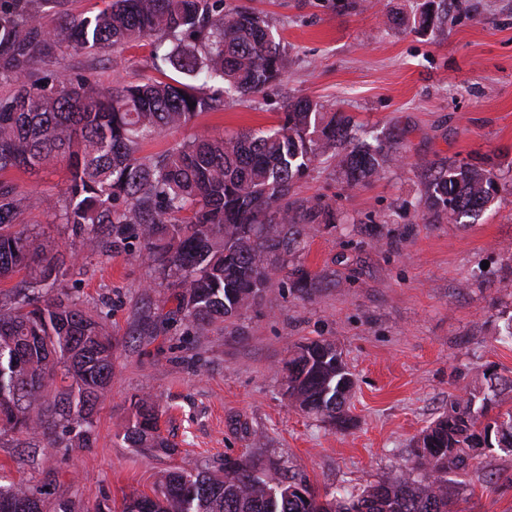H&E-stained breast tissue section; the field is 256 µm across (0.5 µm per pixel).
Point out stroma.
<instances>
[{
  "instance_id": "obj_1",
  "label": "stroma",
  "mask_w": 512,
  "mask_h": 512,
  "mask_svg": "<svg viewBox=\"0 0 512 512\" xmlns=\"http://www.w3.org/2000/svg\"><path fill=\"white\" fill-rule=\"evenodd\" d=\"M423 0H224L266 14L287 46L279 87L228 102L144 147L152 154L199 132L234 135L278 126L286 96L338 105L371 135L401 134L399 157L354 188L332 164L316 165L298 197L331 204L336 227L311 225L293 256L321 281L305 293L283 278L260 306L197 335L180 320L149 317L177 305L176 289L127 237L112 255L75 260L64 291L112 327V383L86 448L22 447L0 438V483L42 489L48 506L120 512L152 496L161 475L252 455L267 478L303 471L323 498L408 472L412 445L450 400L484 390V375L512 377V0H455L442 32L410 25ZM151 40L112 57L74 56L103 85L150 75ZM467 161L499 178L500 191L472 224H428L414 203L425 167ZM335 342L355 387L345 425L293 406L285 364L299 344ZM151 395L173 454L131 447L134 403ZM454 512H512V453L448 475Z\"/></svg>"
}]
</instances>
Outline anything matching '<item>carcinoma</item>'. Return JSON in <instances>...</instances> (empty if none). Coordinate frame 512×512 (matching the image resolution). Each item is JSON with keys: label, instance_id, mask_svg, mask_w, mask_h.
<instances>
[{"label": "carcinoma", "instance_id": "1", "mask_svg": "<svg viewBox=\"0 0 512 512\" xmlns=\"http://www.w3.org/2000/svg\"><path fill=\"white\" fill-rule=\"evenodd\" d=\"M72 0H0V175L47 169L64 160L70 177L57 199L0 178V434H20L34 448H85L94 413L112 381L113 343L106 318L57 290L67 275L54 242L27 221L46 207L70 231L74 250L109 255L130 232L146 258L179 288L176 309L199 334L256 306L300 247L311 224H335L336 209L295 197L294 185L322 157L335 161L350 187L380 176L396 158L399 135L371 143L341 108L289 96L278 128L224 137L200 133L160 152L144 146L282 82L286 51L266 16L224 0H107L96 13L74 14ZM414 27L435 30L434 0ZM150 37L152 69L176 78L143 77L102 87L66 56L96 57ZM194 107H189V104ZM496 177L459 161L429 177L417 200L430 224L477 218L498 194ZM297 288L321 281L300 265ZM288 398L300 410L336 423L355 385L336 344H301L288 365ZM492 396L470 392L426 427L413 445V467L334 503L293 488L297 470L270 482L251 458L224 461V477L188 468L167 472L158 494L124 502L123 512H450L448 473L465 471L496 448L512 453V409L490 415L512 378L484 375ZM133 446L170 453L155 400L136 402L127 434ZM420 471L416 480L412 472ZM0 512H43L38 491L0 485Z\"/></svg>", "mask_w": 512, "mask_h": 512}]
</instances>
